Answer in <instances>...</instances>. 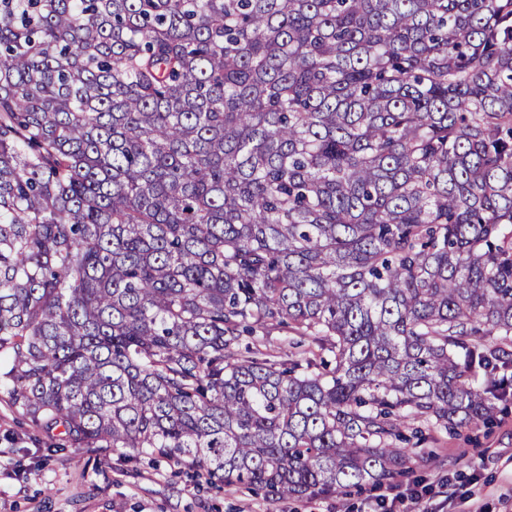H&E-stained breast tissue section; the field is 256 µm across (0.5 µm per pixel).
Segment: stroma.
I'll list each match as a JSON object with an SVG mask.
<instances>
[{"instance_id":"1","label":"stroma","mask_w":512,"mask_h":512,"mask_svg":"<svg viewBox=\"0 0 512 512\" xmlns=\"http://www.w3.org/2000/svg\"><path fill=\"white\" fill-rule=\"evenodd\" d=\"M426 465L330 497H284L199 481L167 461L128 463V449L51 451V438L0 389V512H374L381 496L417 493L422 512H512V387L493 420L459 434L424 430Z\"/></svg>"}]
</instances>
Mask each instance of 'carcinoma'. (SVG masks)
<instances>
[{"mask_svg":"<svg viewBox=\"0 0 512 512\" xmlns=\"http://www.w3.org/2000/svg\"><path fill=\"white\" fill-rule=\"evenodd\" d=\"M289 327L333 358L235 357ZM512 0H0V369L73 448L343 494L490 422Z\"/></svg>","mask_w":512,"mask_h":512,"instance_id":"obj_1","label":"carcinoma"}]
</instances>
